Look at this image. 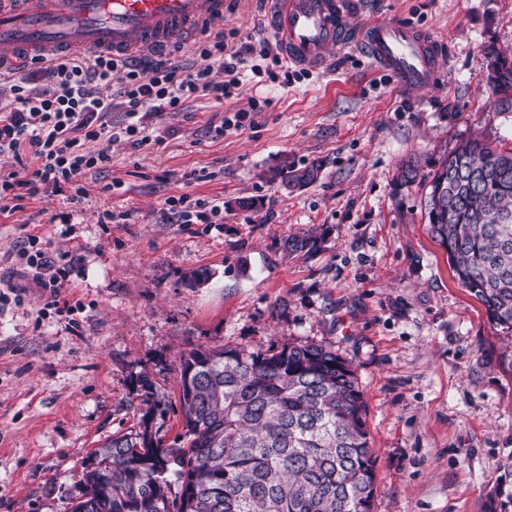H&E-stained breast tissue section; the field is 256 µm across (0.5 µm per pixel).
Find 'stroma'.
<instances>
[{
  "mask_svg": "<svg viewBox=\"0 0 512 512\" xmlns=\"http://www.w3.org/2000/svg\"><path fill=\"white\" fill-rule=\"evenodd\" d=\"M353 25L410 19L446 47L433 88H406L361 53L332 50L321 71L289 84L244 78L216 108L206 97L149 119L156 141L90 143L112 157L89 174L76 224L63 196L0 215V512H69L70 491L105 440L141 416L135 380L148 374L173 438L181 352L266 350L312 340L351 361L367 402L376 458L373 512H484L499 463L512 456V331L453 280L424 223L419 185L398 168L438 158L465 138L512 149V112L496 113L488 47L512 54V0H359ZM264 0H228L231 46L272 41ZM261 111H254L255 102ZM251 123L216 133L222 117ZM323 165L317 183L265 180L281 161ZM122 187L102 193L105 183ZM224 207L220 224H180L171 196ZM260 198L262 210L238 200ZM121 214L99 224L104 209ZM320 238L311 254L288 236ZM68 254L78 273L60 288L71 313L22 272L23 233ZM207 273L205 283L189 282Z\"/></svg>",
  "mask_w": 512,
  "mask_h": 512,
  "instance_id": "1",
  "label": "stroma"
}]
</instances>
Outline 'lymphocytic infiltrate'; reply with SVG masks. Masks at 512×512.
Returning a JSON list of instances; mask_svg holds the SVG:
<instances>
[{
  "mask_svg": "<svg viewBox=\"0 0 512 512\" xmlns=\"http://www.w3.org/2000/svg\"><path fill=\"white\" fill-rule=\"evenodd\" d=\"M198 51L207 66L149 57L133 63L108 52L67 55L50 60L54 83L42 93L29 88L27 76L9 69L15 79V105L0 111V157L10 161L9 168L0 169V212L19 209L23 201L45 194L64 196L72 209H79L88 196V173L106 170L112 160L107 152H90L88 143L124 137L138 146L149 144L146 118L180 111L198 96L223 105L239 88L243 71L256 76L262 72L243 51L229 50L220 31L208 35ZM214 61L224 72L223 80L212 76ZM116 72L123 75L124 91L115 104L99 88ZM117 109L125 112L126 122L116 130L110 115ZM18 256L49 289L73 272L65 258H51L34 234L24 237Z\"/></svg>",
  "mask_w": 512,
  "mask_h": 512,
  "instance_id": "obj_1",
  "label": "lymphocytic infiltrate"
}]
</instances>
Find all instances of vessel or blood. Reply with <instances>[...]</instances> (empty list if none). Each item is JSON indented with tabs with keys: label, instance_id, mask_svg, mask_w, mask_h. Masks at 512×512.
Instances as JSON below:
<instances>
[{
	"label": "vessel or blood",
	"instance_id": "vessel-or-blood-1",
	"mask_svg": "<svg viewBox=\"0 0 512 512\" xmlns=\"http://www.w3.org/2000/svg\"><path fill=\"white\" fill-rule=\"evenodd\" d=\"M351 0H270L266 16L288 64L325 67L330 48L358 47L400 84L430 87L442 45L404 20L353 28ZM224 17V0H0V65L78 48L129 59L167 54L193 23Z\"/></svg>",
	"mask_w": 512,
	"mask_h": 512
}]
</instances>
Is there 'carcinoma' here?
<instances>
[{"label":"carcinoma","mask_w":512,"mask_h":512,"mask_svg":"<svg viewBox=\"0 0 512 512\" xmlns=\"http://www.w3.org/2000/svg\"><path fill=\"white\" fill-rule=\"evenodd\" d=\"M495 84L512 90V58L491 47ZM416 157L397 183L425 188L423 219L454 279L512 330V150L460 140L428 173ZM322 165L286 162L267 177L288 190L317 182ZM311 233L284 249L309 252ZM182 432L154 428L152 380L137 378L147 409L138 427L107 439L73 486L71 512H372L376 459L352 364L329 345L194 348L180 357ZM485 512H512V456Z\"/></svg>","instance_id":"obj_1"}]
</instances>
